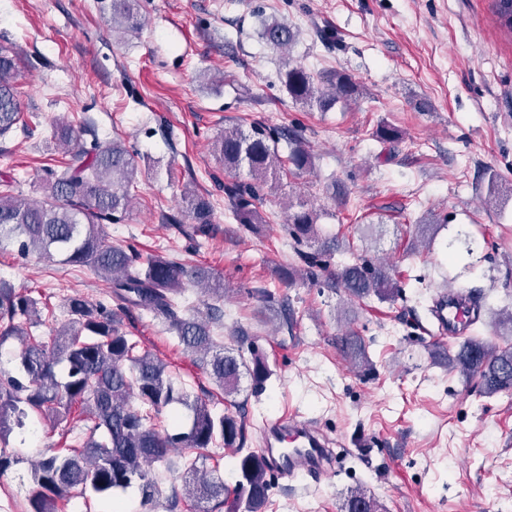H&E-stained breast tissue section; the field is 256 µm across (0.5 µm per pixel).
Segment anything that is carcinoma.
I'll use <instances>...</instances> for the list:
<instances>
[{
    "label": "carcinoma",
    "instance_id": "1",
    "mask_svg": "<svg viewBox=\"0 0 512 512\" xmlns=\"http://www.w3.org/2000/svg\"><path fill=\"white\" fill-rule=\"evenodd\" d=\"M490 11L498 29L512 38V0H491ZM112 32L134 37L145 24L139 0H112ZM260 38L276 50H286L298 32L276 18L260 19ZM18 57L0 47V137L27 133L37 115L23 117L15 79ZM279 82L297 104L327 110L357 93L351 77L337 71L316 77L304 68L285 63ZM84 122L64 117L54 121L52 138L68 159L44 170L45 195L39 201L15 194V179L0 180V252L21 257L32 254L48 262L86 267L103 278L115 307L82 296L63 303L64 319H52L49 335L38 302L0 279L1 348L19 340L8 353L13 369L0 367V474L11 465L4 451L10 433L26 427L37 413L54 427L70 431L69 420L79 413L83 439L69 448H47L38 453L30 480L34 486L28 512H66L77 498L112 497L135 488L142 512H156L160 502L167 512H263L271 484L266 457L245 447L244 419L229 409L215 410L210 393L195 394L174 375L156 353L121 328V314L134 307L152 315L173 334L180 346L197 358L202 372L229 397L239 391L241 377L253 388L265 390L271 377L268 362L256 350H226L217 330L224 311L185 314L187 285H203L207 297L224 296V282L210 270L190 266L160 252H143L123 240L112 241L103 225L116 224L126 214L137 188L139 162L125 141L81 138ZM216 160L224 171L244 169L247 178L224 183V198L237 223L245 230L267 223L259 205L272 190L271 180L289 163L301 172L312 166L302 130L254 122L249 131L226 127L215 142ZM189 218L196 235L211 238L212 201L188 188L183 190L178 214L165 219L182 225ZM316 211L302 198L288 202L284 229L300 265L288 269L286 282L301 275L316 282L325 276L351 300L372 297L382 303L403 298L399 276L389 263L363 249L352 261L331 269L339 245L316 224ZM448 223L412 224V241L431 244L438 229ZM320 246L304 250L310 242ZM467 254L478 245L474 231H460L455 242ZM339 348L354 364L367 367L366 347L353 331L339 338ZM452 366L466 378L479 380L483 393H512V347L496 348L470 338L464 341ZM232 448L235 483L224 484L220 466L208 472L204 452ZM182 471V486H163V476ZM361 504L364 512H380L377 501L362 489L351 491L345 512Z\"/></svg>",
    "mask_w": 512,
    "mask_h": 512
}]
</instances>
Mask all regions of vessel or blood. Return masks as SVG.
<instances>
[{"label": "vessel or blood", "instance_id": "1", "mask_svg": "<svg viewBox=\"0 0 512 512\" xmlns=\"http://www.w3.org/2000/svg\"><path fill=\"white\" fill-rule=\"evenodd\" d=\"M468 318L464 306L442 303L436 320L442 332H453ZM263 443L274 448L287 444L286 459H275L272 466L280 478L295 479L298 472H305L310 479H319L325 472L324 463L330 454L329 441L310 421L289 416L266 421L263 425Z\"/></svg>", "mask_w": 512, "mask_h": 512}]
</instances>
